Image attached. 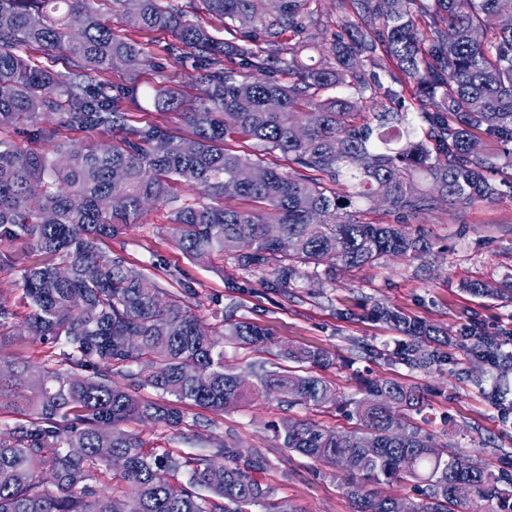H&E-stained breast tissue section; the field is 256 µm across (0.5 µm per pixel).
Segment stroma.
Segmentation results:
<instances>
[{"instance_id": "35a3bbf8", "label": "stroma", "mask_w": 512, "mask_h": 512, "mask_svg": "<svg viewBox=\"0 0 512 512\" xmlns=\"http://www.w3.org/2000/svg\"><path fill=\"white\" fill-rule=\"evenodd\" d=\"M115 31L137 42L148 56L134 77L141 92L138 107L128 110L131 124H157L174 137L192 138L193 129L182 114L197 106V91L190 70L162 52L172 35L130 31L121 25ZM157 87L171 92L176 109L155 106ZM169 210L164 203L145 206L135 223L108 241V248L137 263L146 274H154L161 263L189 279L197 292L194 311L206 326L220 328L225 313L232 311L266 329L271 338L268 349L225 344V361L236 372L250 376L262 368L275 369L280 364L279 350L288 346L328 353L330 363L318 374L335 387L339 403L322 409H291L275 398L257 395L238 408L199 410L202 425L196 430L188 425L129 424V431L144 441L146 449L211 451L224 444L245 455L256 453L267 460L259 478L272 488L271 502L288 501L299 512H354L342 474L282 448L277 432L282 421L292 417L338 430L356 429L357 421L348 412L351 401L361 396V379L392 378L425 390L427 407L414 421L437 441L495 467L503 455L512 456V414L501 416L490 400L494 389L512 392V369L504 373L499 366L476 360L465 341L451 347L448 362L425 372L409 370L391 356L400 333L374 314L383 304L441 325L453 337L473 322L483 334L502 340V353L511 355L512 297L475 296L465 285L479 280L504 290L512 286V199L445 205L418 216L405 229L412 233L425 228L437 241L432 252L417 259L383 258L350 271L323 265L317 276L297 281L285 297L258 285L228 288V280L240 276L231 261L192 262L168 234ZM475 373L482 374V384L472 381Z\"/></svg>"}]
</instances>
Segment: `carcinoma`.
<instances>
[{
  "label": "carcinoma",
  "mask_w": 512,
  "mask_h": 512,
  "mask_svg": "<svg viewBox=\"0 0 512 512\" xmlns=\"http://www.w3.org/2000/svg\"><path fill=\"white\" fill-rule=\"evenodd\" d=\"M108 2L125 27L174 34L163 52L194 72L199 104L182 116L195 135L177 140L161 126L128 123L120 104L137 86L100 75H133L145 54L114 33L95 0H0V273L22 264L27 309L19 316L0 290V337L15 335L41 353L30 360L0 350V412L15 415L0 431V512H252L272 495L254 477L263 457L231 447L155 454L125 425L175 428L192 408H234L256 394L290 408H326L338 402L336 388L309 370L326 365L327 355L284 348L300 370L240 378L224 364V342L265 349L262 328L229 316L222 332L201 335L190 282L172 277L165 288L105 242L144 203L167 202L171 183L181 181L204 187L214 202L172 210L177 247L199 263L229 257L284 297L329 259L358 269L431 252L428 232L404 231L409 218L444 204L512 198V155L498 164L478 136L512 144V24L488 23L512 18V0H336L345 24L316 65L302 53L321 30L317 0H202L236 33L231 40L187 18L176 0H137L132 10L127 0ZM30 45L58 52L64 70L19 53ZM279 64L292 82L272 76ZM382 74L399 89H384L386 103L370 120L359 98L378 95ZM339 87L354 96L316 100ZM407 91L419 102L420 125L400 111ZM45 112L60 115L58 126L37 123ZM22 126L28 141L53 142L52 154L9 138ZM100 127L118 129L119 142L91 147L65 135ZM236 138L280 152L290 171L229 145ZM491 169L499 181L487 176ZM379 192L401 223L351 213ZM115 195L121 206L106 207ZM227 197L257 208L221 204ZM377 316L407 337L391 355L408 369L448 359L439 327L384 306ZM470 351L501 357L492 338L476 337ZM145 387L169 400L142 398ZM424 405L420 388L373 379L350 411L363 431L294 418L282 425L281 447L344 471L357 512H398L399 499L377 486L407 481L423 484L422 498L405 500L409 512H512L511 469L494 472L405 419L392 426L393 414ZM217 457L233 465L217 466ZM109 474L119 480L112 490L102 484ZM457 480L471 484L469 497L452 496Z\"/></svg>",
  "instance_id": "1"
}]
</instances>
